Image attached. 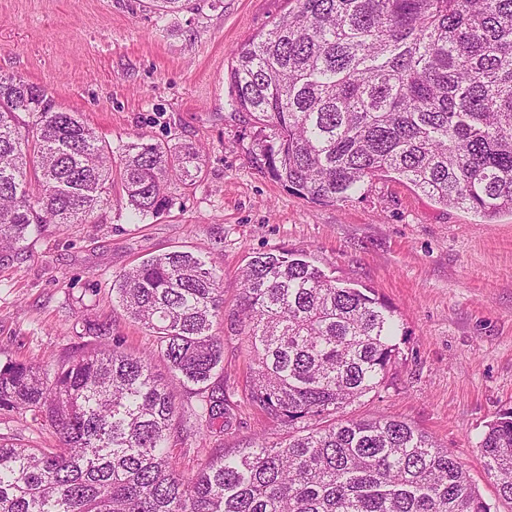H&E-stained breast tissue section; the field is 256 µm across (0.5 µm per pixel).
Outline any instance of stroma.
<instances>
[{
  "mask_svg": "<svg viewBox=\"0 0 512 512\" xmlns=\"http://www.w3.org/2000/svg\"><path fill=\"white\" fill-rule=\"evenodd\" d=\"M286 0H189L174 15L147 0H0V73L45 89L55 106L81 113L112 147L138 138L193 143L204 167L192 186L170 185L164 212L131 217L120 183L90 224H49L0 251V363L36 364L80 353V318L108 319L123 347L154 339L112 301V280L137 261L189 250L223 280V434L172 445L194 473L215 448H240L282 428L247 404L246 356L230 328L239 272L256 252L299 251L325 272L371 288L406 332L384 386L343 410L346 418L392 416L454 451L496 512H512L478 452L486 424L512 407V215L481 223L391 178L349 201L316 205L249 160L251 128L233 103L231 52L268 28ZM0 436L59 445L32 418L0 420Z\"/></svg>",
  "mask_w": 512,
  "mask_h": 512,
  "instance_id": "1",
  "label": "stroma"
}]
</instances>
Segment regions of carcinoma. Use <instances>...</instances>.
I'll use <instances>...</instances> for the list:
<instances>
[{
    "instance_id": "cac0c4a2",
    "label": "carcinoma",
    "mask_w": 512,
    "mask_h": 512,
    "mask_svg": "<svg viewBox=\"0 0 512 512\" xmlns=\"http://www.w3.org/2000/svg\"><path fill=\"white\" fill-rule=\"evenodd\" d=\"M271 28L231 53L228 80L255 132L252 164L327 205L382 176L492 224L512 214V0H289ZM24 112L28 121H19ZM191 143L112 148L46 91L0 76V245L42 224H89L117 176L141 218L192 185ZM231 325L247 343L245 398L286 428L191 476L170 443L177 389L192 384L211 433L229 415L221 278L190 251L143 259L112 281L119 306L154 337L126 352L108 320H82L94 347L48 370L0 363V416L48 425L58 448L0 438V512H492L449 448L394 417L338 419L378 389L401 354L394 308L294 252L260 253L242 270ZM159 359L171 378L152 371ZM479 451L512 501V408Z\"/></svg>"
}]
</instances>
